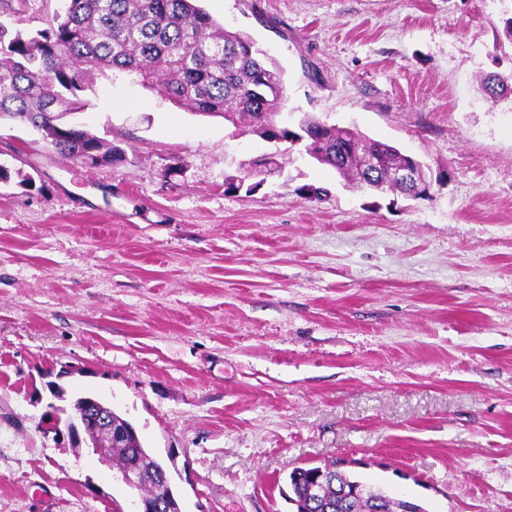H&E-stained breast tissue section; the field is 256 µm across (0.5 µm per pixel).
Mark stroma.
<instances>
[{"instance_id": "stroma-1", "label": "stroma", "mask_w": 512, "mask_h": 512, "mask_svg": "<svg viewBox=\"0 0 512 512\" xmlns=\"http://www.w3.org/2000/svg\"><path fill=\"white\" fill-rule=\"evenodd\" d=\"M310 114L442 175L429 200L345 186L274 146L97 76L86 167L0 123V512H130L115 469L46 433L92 394L167 464L182 512H294L293 467L342 458L426 512H512V0H201ZM316 69L312 82L305 68ZM305 185L326 188L306 199ZM481 90L487 100L494 104L512 97V84L509 85L507 79L498 75L485 78L481 83Z\"/></svg>"}]
</instances>
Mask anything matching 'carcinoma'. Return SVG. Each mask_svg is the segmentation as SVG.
I'll use <instances>...</instances> for the list:
<instances>
[{"mask_svg":"<svg viewBox=\"0 0 512 512\" xmlns=\"http://www.w3.org/2000/svg\"><path fill=\"white\" fill-rule=\"evenodd\" d=\"M61 2L63 11L43 19V28L24 33L4 21L17 13L13 0H0V120H20L54 134L62 157L88 167L121 157L112 143L64 121L87 109L83 93L108 71L132 76L179 107L222 117L249 133L296 138L276 121L287 100L282 67L267 63L250 36L225 29L192 0ZM481 90L494 104L512 97V84L498 75L484 79ZM311 152L359 188L366 186L361 178L370 158L377 160L378 174L403 163L426 169L393 145L336 125L323 129ZM366 187L420 198L381 177ZM112 458L119 468L140 471L141 494L155 512H181L165 467L143 444L114 448ZM340 465L335 460L290 472L296 512H401L404 501L380 488L354 491L360 480Z\"/></svg>","mask_w":512,"mask_h":512,"instance_id":"carcinoma-1","label":"carcinoma"}]
</instances>
